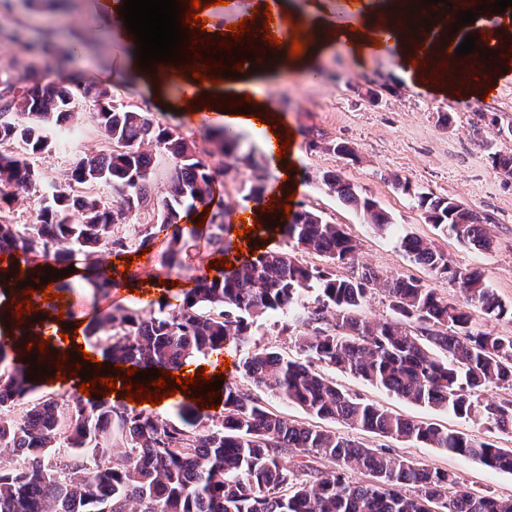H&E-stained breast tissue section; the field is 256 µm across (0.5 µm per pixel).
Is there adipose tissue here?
<instances>
[{"instance_id": "adipose-tissue-1", "label": "adipose tissue", "mask_w": 512, "mask_h": 512, "mask_svg": "<svg viewBox=\"0 0 512 512\" xmlns=\"http://www.w3.org/2000/svg\"><path fill=\"white\" fill-rule=\"evenodd\" d=\"M355 12L362 20V27L359 30H351L345 25L336 24L327 13L321 0H310L307 10L304 13L293 15L290 19L291 25L299 29V39L304 45L302 58L306 63H313L315 57L331 43L352 44L358 50L371 48L372 32L388 28L391 32V52L398 65L400 74L404 77H411L421 74L427 64L428 55L434 54L437 44H445L446 47L454 49L463 41L467 34H481L491 36L492 39H499L512 34V14L504 12L501 14L484 12L477 16L474 23L456 28L455 14L447 12L446 8H438L436 16L430 17L429 28H409L407 25L396 22L393 18L391 4L387 0H357L354 6ZM124 69L128 75L134 78L149 80L155 90H162L164 83L169 82L171 77L180 78L184 85L192 89L188 99L183 100L182 111L197 114L210 112L213 114H224L225 125L242 129L248 128L256 132L272 130L280 140L286 141L287 147L283 149L281 157L276 158L273 166L276 170L278 189L280 197L279 206L275 212L277 215H284V206L288 202L289 195L299 194L302 186L299 182L298 172L295 165V158L298 151L292 143L293 132L287 129L281 117L274 113L270 103L266 100L253 97L249 85L231 80H219L217 71H209L208 82H201L193 79L190 70L180 68L173 63H165L164 67L154 68L153 71L140 69L134 53H127L124 62ZM249 100L250 105L247 117L228 116L226 110L229 103ZM257 227L251 231L249 236L238 237L237 244L244 249L262 251L270 247L277 234L276 227L271 226L272 215L262 212L261 208H254ZM32 281L39 283L40 274L35 270H28L27 273L12 271L10 279L0 280V330L8 334H16L15 348L18 358L30 357V344L42 342L37 335H20V328L26 327V320L17 318L14 310L17 304L24 300L25 295L21 288L22 282ZM45 343V342H42ZM47 351H55L54 342L45 343ZM82 342L80 339L70 340L65 351L66 359L63 363V374L69 375L73 386H80L83 382L82 372H91L93 377L108 375L119 379L122 388L115 393L114 398L118 401L126 400L127 393L124 389L129 377L126 369L116 367L110 361L95 363L88 360H75V353L81 352Z\"/></svg>"}]
</instances>
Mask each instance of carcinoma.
Masks as SVG:
<instances>
[{
    "mask_svg": "<svg viewBox=\"0 0 512 512\" xmlns=\"http://www.w3.org/2000/svg\"><path fill=\"white\" fill-rule=\"evenodd\" d=\"M17 80L0 81V248L62 265L80 256L96 264L104 253L154 242L155 224L179 223L183 207L207 202L214 171L195 141L162 129L145 112L116 104L98 85L43 84V74L12 58ZM94 99L98 151L74 156L50 188L30 157L51 155L50 132L84 120ZM171 188L158 197L157 181ZM395 188L423 210L441 235L475 250L491 246L480 215L460 201L418 190L394 176ZM329 191L381 231L392 226L377 203L359 196L339 174L323 177ZM30 200V223H15L18 199ZM140 219L133 238L115 239L112 226ZM206 246L228 250L224 210L211 211ZM293 249L345 266L303 264L287 250L246 259L210 280L203 275L178 310L142 315L120 306L100 315L90 334L105 338L102 355L121 365L175 371L194 354L227 340L245 344L254 321L288 315L304 330L292 337L297 356L267 348L247 353L238 369L259 390L320 420L343 423L396 441L422 443L512 472V448L481 442L439 424L391 412L340 388L330 370L354 374L413 404L459 418H478L512 432V400L484 396L512 388V336L476 327L466 308L491 320H512L504 303L473 269L454 266L433 243L406 236L401 247L434 278L459 288L464 305L420 279L389 276L358 260L359 245L320 214L295 213L280 230ZM199 251L173 232L162 265L192 268ZM317 287L312 305L302 293ZM392 317L368 319L375 292ZM17 362L0 369V407L22 400L37 383ZM180 423L74 396L32 400L17 418L0 417V447L20 460L0 468V512H512V498L480 492L447 470L369 448L319 425L276 413L253 392L224 384V410L203 421L189 406ZM126 446L112 451V434ZM297 459L288 466L285 458ZM368 476L360 481L355 474Z\"/></svg>",
    "mask_w": 512,
    "mask_h": 512,
    "instance_id": "1",
    "label": "carcinoma"
}]
</instances>
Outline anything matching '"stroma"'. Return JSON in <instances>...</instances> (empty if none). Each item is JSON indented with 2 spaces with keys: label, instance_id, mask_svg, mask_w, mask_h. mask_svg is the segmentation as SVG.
<instances>
[{
  "label": "stroma",
  "instance_id": "35a3bbf8",
  "mask_svg": "<svg viewBox=\"0 0 512 512\" xmlns=\"http://www.w3.org/2000/svg\"><path fill=\"white\" fill-rule=\"evenodd\" d=\"M93 4L94 0H0V34L6 36L0 41V55L27 57L29 45L48 35L60 51L70 55L67 71L80 81L97 84L102 73H114L109 89L115 102L147 113L155 124L195 140L206 150L208 164L216 171L212 203L223 206L227 223L235 224L237 211L253 206L248 197L253 172H274L260 135L241 130L239 152L244 159L227 166L203 117L191 120L178 112L175 94H168L160 103L150 87L119 76L125 46L120 39L110 38ZM493 78L499 91L494 100L461 101L434 95L401 77L393 57L360 56L348 45L331 46L321 55L312 78L299 70L266 66L248 76L250 83L264 90L274 112L295 134L304 186L297 208L318 211L329 222L342 225L358 240L363 263L390 275L426 280L457 303L462 300L457 286L430 277L411 262L400 240L410 234L434 242L457 265L480 271L500 299L512 302V176L496 172L491 163L492 153L512 151V137L505 132L512 124V66L495 72ZM337 142L352 147L353 155L334 152L332 146ZM97 147L94 123L87 118L68 151L39 158L38 164L51 179L72 154L90 155ZM328 172L342 174L363 196L376 201L391 217V230L380 231L366 224L359 212L329 192L322 182ZM394 174L479 212L492 235L491 248L479 252L439 235L424 213L394 187L390 180ZM183 230L189 235V244L197 246L203 258L201 265L172 270L162 267L160 254L171 232L158 229L145 257H138L133 249L109 254V261H120L126 269L113 279L108 293L98 290L96 276L68 279L63 290L65 318L85 325L115 303L144 315L180 305L186 287L195 286L197 277L206 274L208 265L217 259L207 249L205 239L192 235L191 224H184ZM151 280H171L176 287L162 302L156 292L147 290ZM252 343L294 355L287 316L273 312L257 319ZM249 344H229L225 350L242 357ZM334 377L343 389L392 412L435 421L476 440L512 448V433L409 404L348 373L338 371ZM393 448L397 455L455 472L478 490L512 496V473L493 471L420 443L397 441Z\"/></svg>",
  "mask_w": 512,
  "mask_h": 512
}]
</instances>
